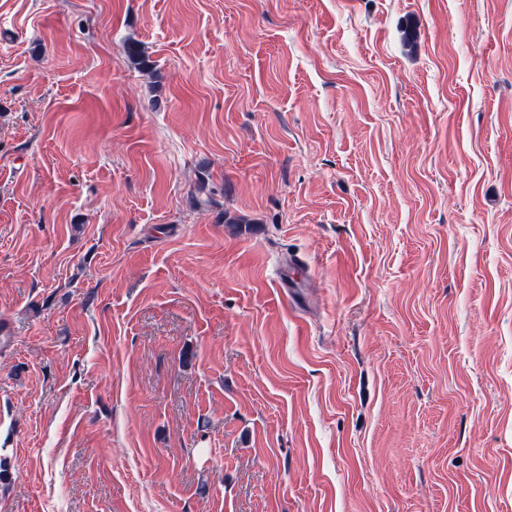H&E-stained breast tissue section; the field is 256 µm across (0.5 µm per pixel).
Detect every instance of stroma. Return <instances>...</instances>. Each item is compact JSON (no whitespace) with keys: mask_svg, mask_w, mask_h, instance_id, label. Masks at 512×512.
Masks as SVG:
<instances>
[{"mask_svg":"<svg viewBox=\"0 0 512 512\" xmlns=\"http://www.w3.org/2000/svg\"><path fill=\"white\" fill-rule=\"evenodd\" d=\"M0 512H512V0H0Z\"/></svg>","mask_w":512,"mask_h":512,"instance_id":"stroma-1","label":"stroma"}]
</instances>
